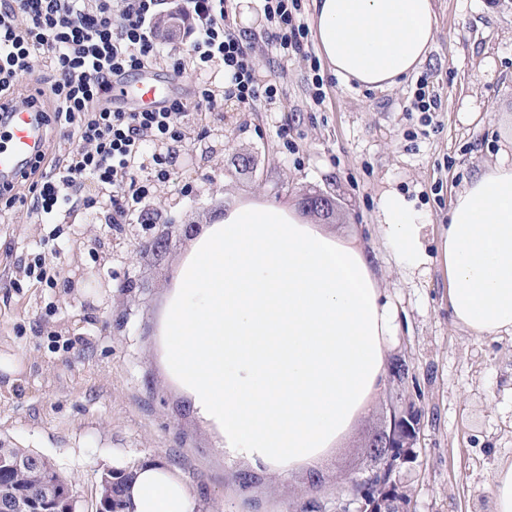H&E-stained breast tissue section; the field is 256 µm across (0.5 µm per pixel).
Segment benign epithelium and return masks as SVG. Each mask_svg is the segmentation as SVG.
<instances>
[{
	"mask_svg": "<svg viewBox=\"0 0 512 512\" xmlns=\"http://www.w3.org/2000/svg\"><path fill=\"white\" fill-rule=\"evenodd\" d=\"M184 15V8L173 9L159 20L158 30L170 33L173 40H178ZM227 134L222 124L207 131V137L202 139V156L206 159L214 157L217 148L212 142L226 138ZM420 431L421 419L415 405L410 403L403 410H393L389 425L374 436L370 445L379 466L366 479L354 483L351 498L337 501L336 512H349V507L355 503L359 504L357 512H409L410 500L406 491L397 487L391 478L411 458L412 448L420 440ZM28 480L37 481L43 494L32 496L22 490L4 502L0 512H76L71 485L57 468L43 466L42 458L37 455L19 458L0 452V484L8 482L18 487ZM101 484L105 491L99 499L97 512H116L112 505V470L101 475Z\"/></svg>",
	"mask_w": 512,
	"mask_h": 512,
	"instance_id": "obj_1",
	"label": "benign epithelium"
}]
</instances>
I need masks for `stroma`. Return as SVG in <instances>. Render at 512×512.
I'll list each match as a JSON object with an SVG mask.
<instances>
[{
  "mask_svg": "<svg viewBox=\"0 0 512 512\" xmlns=\"http://www.w3.org/2000/svg\"><path fill=\"white\" fill-rule=\"evenodd\" d=\"M246 33L259 75L278 76L280 101L247 111L227 100L204 125L226 123L222 150L150 184L141 206L156 224H108L99 207L75 211L61 236L26 209L0 222V352L26 370L0 387V448L48 459L72 484L76 512H96L105 458L164 460L198 492L207 512H336L352 480L372 466L366 445L392 407L415 403L421 439L395 474L412 512H492L491 475L512 457V335L476 336L448 315L437 264L419 274L398 264L378 223L383 191H401L425 212L429 241L447 227L454 193L474 173L512 154V0H436L439 29L420 70L380 91L345 85L327 67L296 58L281 65L261 0ZM325 99L312 100L313 80ZM435 95L431 124L411 102ZM242 155L254 168L238 165ZM192 192H184V184ZM324 195L310 223L372 246L399 331L392 359L409 368L389 377L316 473L277 474L225 456L220 437L190 407L163 365L159 324L175 269L193 236L225 206L254 195L300 204ZM176 228H166L168 220ZM168 233L166 250L146 242ZM57 268L54 285L23 273L34 253ZM92 272L102 287L69 283Z\"/></svg>",
  "mask_w": 512,
  "mask_h": 512,
  "instance_id": "1",
  "label": "stroma"
}]
</instances>
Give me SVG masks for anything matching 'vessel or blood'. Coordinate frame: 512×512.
Returning <instances> with one entry per match:
<instances>
[{"mask_svg":"<svg viewBox=\"0 0 512 512\" xmlns=\"http://www.w3.org/2000/svg\"><path fill=\"white\" fill-rule=\"evenodd\" d=\"M111 97L114 103L133 109L143 105L158 106L167 99L166 93L148 69L141 71L135 89H128L125 83L120 82L114 85ZM45 144V126L40 122L35 109L9 107L5 114L0 115V181H14L27 160L44 152Z\"/></svg>","mask_w":512,"mask_h":512,"instance_id":"b4317fda","label":"vessel or blood"}]
</instances>
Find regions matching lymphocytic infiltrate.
<instances>
[{
  "mask_svg": "<svg viewBox=\"0 0 512 512\" xmlns=\"http://www.w3.org/2000/svg\"><path fill=\"white\" fill-rule=\"evenodd\" d=\"M0 0V100H12L20 78L34 62L46 70L44 86L26 103L49 100L48 156L31 168L27 194H14L8 207L25 206L40 223L62 224L90 205L85 185L108 191L112 221H132L148 181L165 183L175 173L170 153L184 141L189 115L206 117L232 94L250 107L276 103V79H259L251 46L230 27L231 0H188L192 24L185 43L163 48L151 23L162 0ZM281 62L310 58L308 27L300 0H263ZM223 72L227 91L215 82L195 83L191 98L175 97L156 110L108 106L114 82L159 66Z\"/></svg>",
  "mask_w": 512,
  "mask_h": 512,
  "instance_id": "1",
  "label": "lymphocytic infiltrate"
}]
</instances>
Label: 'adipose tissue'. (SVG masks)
I'll list each match as a JSON object with an SVG mask.
<instances>
[{"mask_svg": "<svg viewBox=\"0 0 512 512\" xmlns=\"http://www.w3.org/2000/svg\"><path fill=\"white\" fill-rule=\"evenodd\" d=\"M318 52L344 82L383 90L426 61L435 0H313ZM379 221L401 266L438 261L453 322L512 334V157L456 191L436 255L427 220L385 192ZM395 309L371 253L262 197L225 207L180 263L163 358L225 456L279 474L316 468L382 389ZM123 512H203L174 467L113 460Z\"/></svg>", "mask_w": 512, "mask_h": 512, "instance_id": "ef3b65f1", "label": "adipose tissue"}]
</instances>
